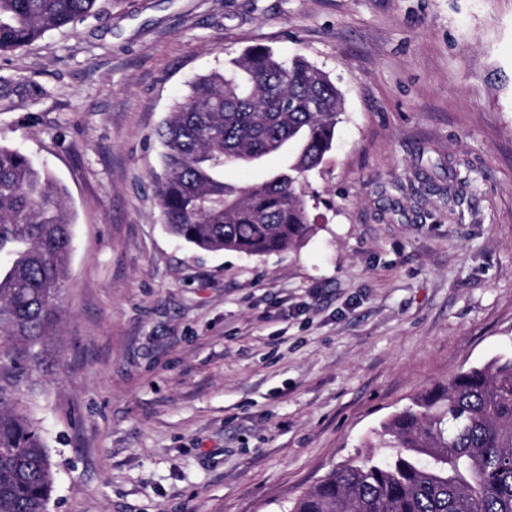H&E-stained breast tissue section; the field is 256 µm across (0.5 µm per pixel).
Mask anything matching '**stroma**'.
<instances>
[{"label": "stroma", "instance_id": "stroma-1", "mask_svg": "<svg viewBox=\"0 0 512 512\" xmlns=\"http://www.w3.org/2000/svg\"><path fill=\"white\" fill-rule=\"evenodd\" d=\"M257 44L344 97L317 229L204 251L164 227L156 130ZM0 144L74 218L15 394L46 512H289L416 395L512 354V0H99L0 53Z\"/></svg>", "mask_w": 512, "mask_h": 512}]
</instances>
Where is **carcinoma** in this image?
Instances as JSON below:
<instances>
[{"instance_id":"cac0c4a2","label":"carcinoma","mask_w":512,"mask_h":512,"mask_svg":"<svg viewBox=\"0 0 512 512\" xmlns=\"http://www.w3.org/2000/svg\"><path fill=\"white\" fill-rule=\"evenodd\" d=\"M98 0H0V52L96 12ZM342 95L305 58L251 46L197 77L157 135L163 221L208 251L267 256L315 231L299 182L331 151ZM280 154L266 180L241 187L224 169ZM73 232L62 189L0 145V512H44L53 485L46 443L13 408L19 378L59 308ZM371 454L341 465L290 512H512V356L456 374L412 399L377 432Z\"/></svg>"}]
</instances>
